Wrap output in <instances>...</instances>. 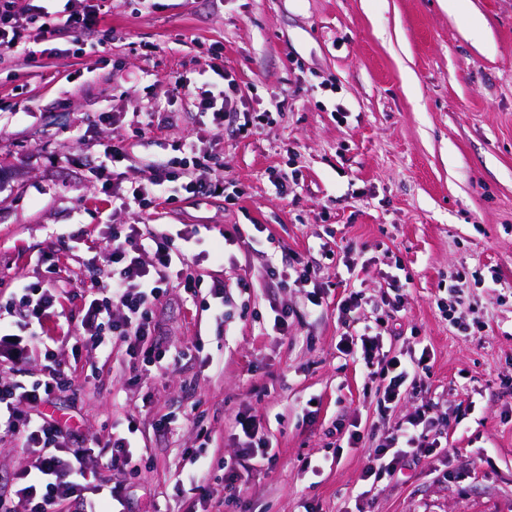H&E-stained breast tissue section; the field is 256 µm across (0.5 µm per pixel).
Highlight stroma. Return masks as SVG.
Listing matches in <instances>:
<instances>
[{
    "mask_svg": "<svg viewBox=\"0 0 512 512\" xmlns=\"http://www.w3.org/2000/svg\"><path fill=\"white\" fill-rule=\"evenodd\" d=\"M110 6L80 50L65 32L60 55L38 43L0 49V300L17 282L48 284L51 267L62 276L51 346L34 341L19 373L0 368V379H41L53 349L71 384L44 411L71 419L99 483L122 487L125 512H185L184 451L200 446L215 488L225 463L240 464L236 503L209 512H512V0H467L460 11L441 0ZM216 52L240 110L264 119L199 145L218 158L208 177L240 190L235 203L199 197L144 215L194 235L205 289L193 300L168 290L153 312L167 355L136 374L124 344L107 357L81 339L85 244L128 220L113 215L89 163L121 145L124 159L106 164L130 183L149 162L183 156L204 119L174 81L197 82ZM149 112L170 120L144 127ZM258 224L257 245L208 259L222 234ZM348 245L365 251L350 269ZM284 259L316 268L322 309L308 289L261 287L266 266ZM215 280L227 286L220 317L207 292ZM354 289L366 316L388 323L384 350L431 353L415 393L385 413L380 380L338 350V305ZM276 306L294 312L284 336L272 329ZM422 403L444 420L447 452L367 486L372 449ZM240 411L272 442V468L240 461ZM127 421L135 465L110 466L101 450ZM354 423L366 437L350 448Z\"/></svg>",
    "mask_w": 512,
    "mask_h": 512,
    "instance_id": "1",
    "label": "stroma"
}]
</instances>
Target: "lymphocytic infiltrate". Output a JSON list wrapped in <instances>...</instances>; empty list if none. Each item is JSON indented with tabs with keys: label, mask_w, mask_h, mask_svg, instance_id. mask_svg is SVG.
<instances>
[{
	"label": "lymphocytic infiltrate",
	"mask_w": 512,
	"mask_h": 512,
	"mask_svg": "<svg viewBox=\"0 0 512 512\" xmlns=\"http://www.w3.org/2000/svg\"><path fill=\"white\" fill-rule=\"evenodd\" d=\"M107 14L103 0H50L26 13L14 9V0H0V48L11 50L35 38L52 41L57 32L88 35ZM175 90L190 91L198 111L209 114L213 139H220L224 125L236 123L245 129L260 122V115L240 111L238 85L228 80L224 89L189 88L175 81ZM223 182L209 179L191 169L186 160L172 159L149 165L146 175L130 187L113 181L112 197L129 223L116 224L110 237L91 247L88 267L109 266L106 278L94 280L92 294L81 310L80 324L85 336L111 354V340L126 346L128 367L139 370L161 361V354L145 350L152 335L153 310L173 284H180L187 298H196L198 281L192 273L194 262L186 245L177 244L175 235L163 227L143 223L141 216L153 209L159 199L178 202L179 198L223 195ZM58 301L55 289L23 284L5 302L9 318L0 317V363L19 364L28 338L38 336L54 313ZM361 292L353 290L339 306L343 328L340 351L362 361L368 376L381 379L378 399L382 410L405 400L412 374L429 372L430 352L403 358L381 353L385 333L382 320L366 321ZM65 381L60 363H51L44 380L25 385L21 381L0 382V430L22 439L24 447L37 454L33 469L11 477V494L28 506L27 512H57L65 502L85 499L93 474L87 469L89 450L84 439L43 412L51 393ZM443 430L430 413L429 405L415 408L406 419L373 448L362 473V481H380L395 472L401 460L425 453H441Z\"/></svg>",
	"instance_id": "lymphocytic-infiltrate-1"
}]
</instances>
